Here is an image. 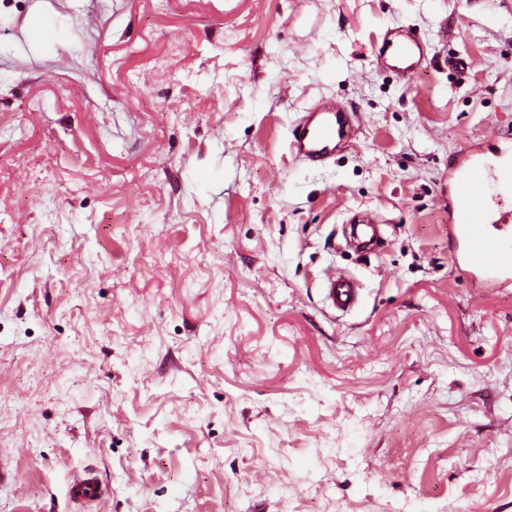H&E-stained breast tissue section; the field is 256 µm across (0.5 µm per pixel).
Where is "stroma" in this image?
Segmentation results:
<instances>
[{
  "instance_id": "stroma-1",
  "label": "stroma",
  "mask_w": 512,
  "mask_h": 512,
  "mask_svg": "<svg viewBox=\"0 0 512 512\" xmlns=\"http://www.w3.org/2000/svg\"><path fill=\"white\" fill-rule=\"evenodd\" d=\"M395 22L440 64L380 71ZM508 136L512 0H0V512H512V284L448 237ZM355 111L335 99L321 100L291 130V154L310 165H326L356 139ZM378 224H383V221L374 211H367L361 219L351 222V237L357 247L371 251L380 248L382 238ZM358 287L357 281L349 274L330 277L324 288L327 306L342 314L348 313L357 301Z\"/></svg>"
}]
</instances>
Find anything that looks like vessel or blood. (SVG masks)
Listing matches in <instances>:
<instances>
[{"label":"vessel or blood","mask_w":512,"mask_h":512,"mask_svg":"<svg viewBox=\"0 0 512 512\" xmlns=\"http://www.w3.org/2000/svg\"><path fill=\"white\" fill-rule=\"evenodd\" d=\"M377 65L401 80L411 79L428 59L425 45L406 26L387 28L371 46ZM357 136L353 109L334 99L320 101L291 130V154L311 165L334 159ZM512 199V139L492 149L467 147L448 167V235L464 245L462 265L473 287L512 280V227L505 212L492 204ZM380 217L372 211L350 224L357 247L377 250L382 244ZM327 306L346 313L355 305L358 283L350 275L329 278Z\"/></svg>","instance_id":"obj_1"}]
</instances>
